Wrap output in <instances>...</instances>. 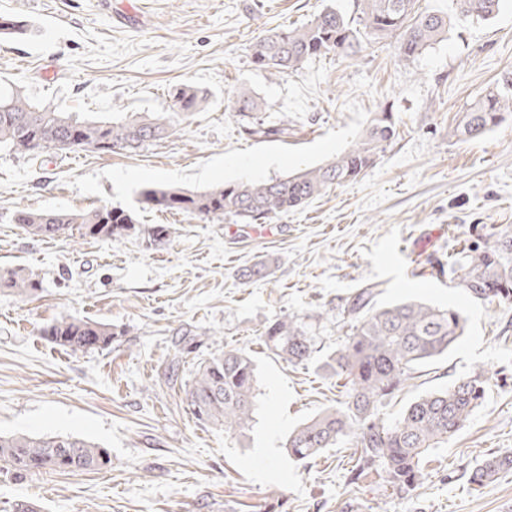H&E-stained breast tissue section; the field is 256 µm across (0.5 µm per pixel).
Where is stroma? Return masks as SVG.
<instances>
[{
    "mask_svg": "<svg viewBox=\"0 0 512 512\" xmlns=\"http://www.w3.org/2000/svg\"><path fill=\"white\" fill-rule=\"evenodd\" d=\"M329 8L350 16L354 0H0V16L28 28L0 34V91L103 118L167 111L174 85L210 95L182 130L134 152L0 150V270L21 267L41 283L25 299L0 291V433L73 435L112 459L23 478L0 466V512H512V472L468 481L482 458L512 449V303L466 299L455 272L465 250L512 227V112L479 138L449 134L512 71V0L487 21L453 18L408 61L383 40L280 76L252 63L258 37ZM243 88L262 111L234 110ZM377 112L393 113L399 135L375 165L268 223L138 203L146 188L200 192L325 164ZM99 205L135 210L136 232L41 240L15 222L21 210ZM155 224L170 229L159 246L146 234ZM261 260L270 275L244 278ZM366 287L380 305L450 304L466 319L458 344L408 381L388 418L475 371L489 379L483 404L432 451L428 479L407 497L376 470L351 485V449L288 457L289 434L346 389L321 359L289 364L261 338L267 323L298 316L331 351ZM64 315L107 325L111 344L53 343L45 330ZM228 347L257 365L254 418L240 436L199 422L185 401L199 360Z\"/></svg>",
    "mask_w": 512,
    "mask_h": 512,
    "instance_id": "35a3bbf8",
    "label": "stroma"
}]
</instances>
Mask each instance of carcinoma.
Returning <instances> with one entry per match:
<instances>
[{
    "instance_id": "carcinoma-1",
    "label": "carcinoma",
    "mask_w": 512,
    "mask_h": 512,
    "mask_svg": "<svg viewBox=\"0 0 512 512\" xmlns=\"http://www.w3.org/2000/svg\"><path fill=\"white\" fill-rule=\"evenodd\" d=\"M356 18L349 20L330 8L310 23L265 34L250 48L253 63L272 74L296 71L306 62L330 53L353 57L365 45L394 39L400 54L414 58L448 33L451 16L415 10L416 0H354ZM454 13L480 20L493 18L500 0H452ZM170 111L151 119L130 115L119 120L79 119L36 104L19 92L0 93V147L36 153L67 143V150L136 151L146 143L173 135L194 112L202 111L209 94L194 86L177 85L169 92ZM238 112H259L249 92L237 93ZM512 111V72L463 113L452 130L462 139L478 138ZM397 136L393 114L377 112L352 147L325 164L284 178L218 184L202 192L152 187L140 193L144 209L176 212L203 221L229 219L235 224H264L304 206L324 190L356 180L371 168ZM16 223L34 237L115 239L134 229L129 210L93 206L79 211H22ZM457 286L476 301L512 302V229L490 235L483 245L456 261ZM41 283L23 268L0 273V290L31 296ZM374 292L362 288L349 307V334L326 354L323 366L345 380V399L306 421L287 439L288 456L311 459L325 448L348 443L358 454L351 484L378 466L385 482L408 496L428 478L424 456L448 443L483 403L489 378L475 372L446 388L412 401L389 421L382 409L419 367L448 354L465 331L460 310L423 302L402 301L384 307L373 303ZM46 335L72 350L109 344L112 331L77 317L55 320ZM266 349L290 363L313 358L315 344L307 324L297 316L268 323L262 332ZM256 364L243 348L223 350L202 360L186 400L197 420L220 425L224 432L244 431L253 420ZM0 462L16 475L49 468L63 472L99 470L111 463L109 451L94 443L56 435L37 437L0 434ZM512 472V449L490 454L470 474L472 484L491 482Z\"/></svg>"
}]
</instances>
